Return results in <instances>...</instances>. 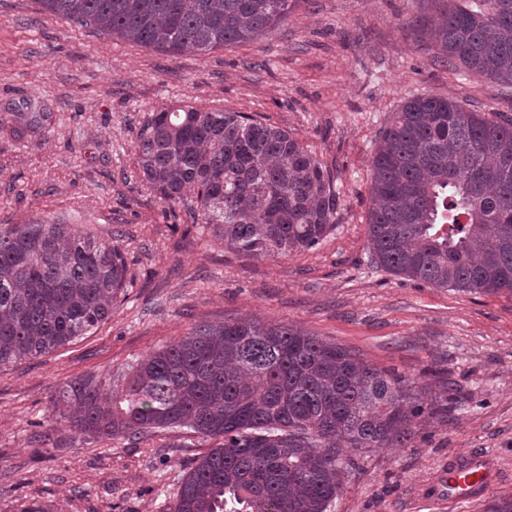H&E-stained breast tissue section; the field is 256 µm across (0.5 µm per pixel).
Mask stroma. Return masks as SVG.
I'll use <instances>...</instances> for the list:
<instances>
[{
  "label": "stroma",
  "mask_w": 512,
  "mask_h": 512,
  "mask_svg": "<svg viewBox=\"0 0 512 512\" xmlns=\"http://www.w3.org/2000/svg\"><path fill=\"white\" fill-rule=\"evenodd\" d=\"M414 0H295L258 40L164 53L0 0V112L34 100L44 136L0 129V224L41 218L117 241L126 288L91 335L0 369V512H172L210 444L190 430L96 439L48 421L58 386L85 375L122 389L147 353L194 324L255 318L302 327L408 379L460 383L450 415L406 448L362 453L330 512H487L512 499V295L435 288L374 266L370 161L415 93L512 118V96L462 82L423 49ZM242 112L288 130L331 172L335 224L320 245L260 258L225 247L141 179L138 136L166 105ZM489 456L475 500L448 501L449 467Z\"/></svg>",
  "instance_id": "obj_1"
}]
</instances>
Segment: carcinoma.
Wrapping results in <instances>:
<instances>
[{
  "mask_svg": "<svg viewBox=\"0 0 512 512\" xmlns=\"http://www.w3.org/2000/svg\"><path fill=\"white\" fill-rule=\"evenodd\" d=\"M81 27L158 51L258 39L291 0H38ZM411 23L457 79L512 91V0H417ZM50 113L26 100L5 125L41 135ZM138 167L165 202L189 206L224 245L259 257L318 246L335 228L330 171L285 129L242 112L162 107L141 129ZM376 265L437 288L512 293V119L454 97L416 94L393 113L371 161ZM120 246L69 224L0 229V367L64 347L104 323L125 288ZM458 383L416 401L415 381L301 327L205 322L138 361L121 391L65 382L56 429L136 439L186 427L217 441L187 473L174 512H328L365 450L406 447L455 410Z\"/></svg>",
  "mask_w": 512,
  "mask_h": 512,
  "instance_id": "carcinoma-1",
  "label": "carcinoma"
}]
</instances>
